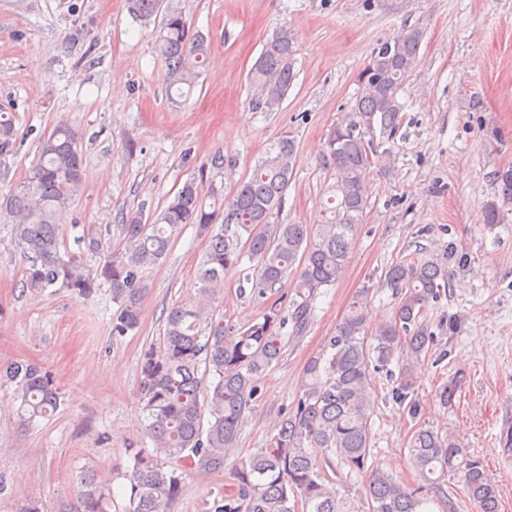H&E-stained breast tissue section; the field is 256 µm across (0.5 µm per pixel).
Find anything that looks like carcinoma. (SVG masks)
I'll use <instances>...</instances> for the list:
<instances>
[{
    "label": "carcinoma",
    "instance_id": "cac0c4a2",
    "mask_svg": "<svg viewBox=\"0 0 512 512\" xmlns=\"http://www.w3.org/2000/svg\"><path fill=\"white\" fill-rule=\"evenodd\" d=\"M127 2L132 15L146 22L164 0ZM422 41L420 29L406 28L373 51L361 74L360 95L327 134L321 161L334 171L335 195L319 224L271 223L296 165L295 142L287 135L274 141L232 196L213 203L210 211L192 179L163 210L148 213L143 203L123 214L117 243L111 230L88 228L77 245L98 258L91 270L68 250L56 222L57 213L75 202L83 184L84 156L71 127L59 124L43 138L27 180L3 196L0 211L11 218L15 245L27 261L22 287L39 293L60 285L88 297L109 285L117 305L114 336L139 327L141 273L167 254L175 233L189 224L207 238L197 300L172 307L160 346H148L141 356L138 390L153 452L129 450L133 464L126 475L124 512H172L182 491L180 470H224L261 376L280 360L288 341L306 331L319 290L336 283L345 270L354 227L368 207L372 157L390 153L386 143L403 121L398 94L420 61ZM207 51L205 38L191 32L185 14L174 5L166 7L157 53L169 87L181 96L192 90ZM295 78L293 41L281 31L248 75L256 107L279 110ZM15 142L11 118L0 115V156L10 155ZM482 221L492 229L507 222V213L491 201ZM245 260L254 270L252 288L261 296L285 287L288 272L296 270L294 298L288 314L272 305L263 321L228 333L219 312L224 276ZM470 268L469 254L452 242L441 253L389 265L384 280L398 303L394 318L372 333L366 327L369 289L359 291L322 353L307 362L299 395L276 423L266 448L235 465L233 491L215 498L209 512H358L353 498L324 474V467L334 463L347 469L349 478L368 473L366 512H426L428 498L368 464L373 374L385 378L386 395L411 418L420 415L413 375L396 373L391 365L402 353L415 360L427 353V307L448 290L451 277ZM2 378L15 384L23 422L48 417L60 404L52 374L36 364L1 366ZM458 390L456 380L440 387L439 405H452ZM408 456L436 490H442L445 477L457 475L479 512H497V490L482 462L467 457L450 436L426 422L418 424ZM106 504L105 490L91 487L83 494L80 512H107Z\"/></svg>",
    "mask_w": 512,
    "mask_h": 512
}]
</instances>
